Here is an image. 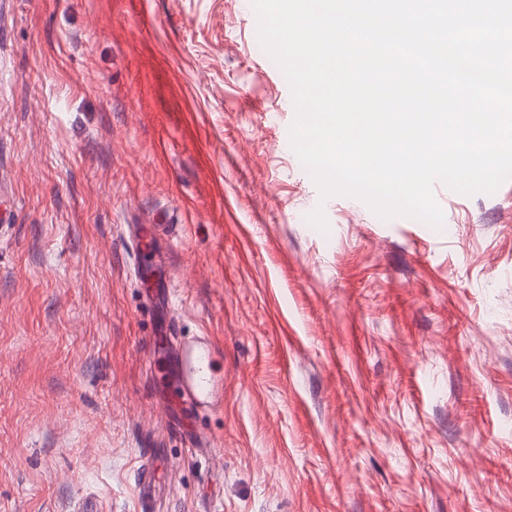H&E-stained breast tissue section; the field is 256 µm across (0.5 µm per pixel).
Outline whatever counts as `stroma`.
I'll list each match as a JSON object with an SVG mask.
<instances>
[{"instance_id": "1", "label": "stroma", "mask_w": 512, "mask_h": 512, "mask_svg": "<svg viewBox=\"0 0 512 512\" xmlns=\"http://www.w3.org/2000/svg\"><path fill=\"white\" fill-rule=\"evenodd\" d=\"M294 116L250 0H0V512H512V179L384 220ZM171 318L221 409L164 388ZM156 224H132L131 235L136 247V261L134 274L141 283L152 279L168 251L169 246L164 245L156 235Z\"/></svg>"}]
</instances>
